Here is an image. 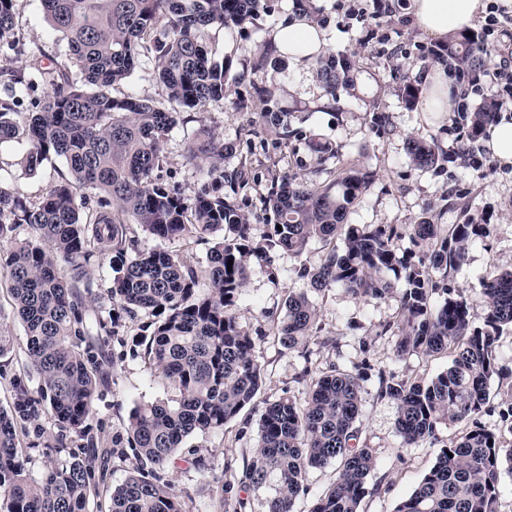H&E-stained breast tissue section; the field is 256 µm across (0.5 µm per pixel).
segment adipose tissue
<instances>
[{"label":"adipose tissue","instance_id":"1","mask_svg":"<svg viewBox=\"0 0 512 512\" xmlns=\"http://www.w3.org/2000/svg\"><path fill=\"white\" fill-rule=\"evenodd\" d=\"M484 8V0H410L409 11L422 33L444 42L449 34L471 28ZM274 45L279 54L305 68L323 52L325 32L305 15L295 14L277 26Z\"/></svg>","mask_w":512,"mask_h":512}]
</instances>
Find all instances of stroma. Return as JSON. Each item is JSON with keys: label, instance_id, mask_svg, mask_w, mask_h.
Returning a JSON list of instances; mask_svg holds the SVG:
<instances>
[{"label": "stroma", "instance_id": "stroma-1", "mask_svg": "<svg viewBox=\"0 0 512 512\" xmlns=\"http://www.w3.org/2000/svg\"><path fill=\"white\" fill-rule=\"evenodd\" d=\"M348 0H316L326 32L327 52L352 56L354 85L326 96L313 69H301L285 60H270L271 36L288 14L294 0H277L273 13L259 14L236 28H214L203 44L209 55L223 62L227 77L223 100L206 108L182 109L178 124L165 144L164 181L179 186L185 198H193L202 179L187 164L185 155L200 128H208L233 144L224 158L225 172H240L238 183L224 191L236 198L251 218L255 245H264L270 231V215L263 200L276 176L288 175L319 183L332 180L347 163L372 171L368 191L346 217L350 224H392L401 237L397 255L418 262L426 247L413 246V224L432 218L437 224L483 225L484 233L469 246L462 271L451 285L463 291L473 325H482L485 306L482 280L495 271L512 270V166L498 167L484 140L462 143L453 114L433 120L420 105L406 103L402 77L424 75L436 67L433 50L440 44L412 27L406 11L409 0H385L392 20L374 27L363 18L348 15ZM17 48L0 47V66H28L33 53L63 50L59 32L45 20L40 0H17ZM270 91L283 120L296 130L294 138L281 139L262 117L255 89ZM438 142L446 160L429 168L415 167L407 146L411 138ZM325 145L327 155L312 152L308 141ZM29 149L26 139L0 144V186L36 199L65 174L62 159L51 158L34 174H26L23 159ZM136 249H160L190 262L204 261L210 240L196 237L159 241L136 232ZM324 252L321 240H312L299 256L270 251L255 258L254 269L236 299L234 311L241 327L258 336L256 355L264 368L261 389L224 429L189 438L166 467L145 462L127 440L125 428L131 410L140 403L167 400L174 393L145 359L134 338L150 334L152 317L138 312L122 316L111 334H90L101 344L111 363L109 378L100 386L93 403L88 438L59 431L47 409L19 434V446L31 477H40L46 465L70 454H83L93 444L95 463L90 480L86 512H107L112 490L133 472L170 487L183 502L185 512H266L269 487L225 489L226 481L241 477L258 441L260 417L267 403L284 396L304 401L306 382L329 364L346 369L367 368L362 422L358 446L372 449L376 468L370 478L375 488L362 501V512H394L435 462L437 449L430 444L404 448L396 432L397 407L377 394L378 371L399 378L433 377L450 362L443 354H414L397 359L393 341L383 329L396 316L397 291L382 299L356 297L336 287L322 292L308 289L302 267L317 264ZM111 270L107 259L92 257L85 293L90 316L108 315L113 302L107 292ZM308 290L316 309L311 336L293 349L283 348L273 335L274 320L285 314V301L294 291ZM10 285L0 277V332L11 336L12 348L0 355V408L12 403V382L23 377L30 390H37V377L27 373L26 335L12 311Z\"/></svg>", "mask_w": 512, "mask_h": 512}]
</instances>
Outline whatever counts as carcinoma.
I'll return each mask as SVG.
<instances>
[{"label": "carcinoma", "mask_w": 512, "mask_h": 512, "mask_svg": "<svg viewBox=\"0 0 512 512\" xmlns=\"http://www.w3.org/2000/svg\"><path fill=\"white\" fill-rule=\"evenodd\" d=\"M16 0H0V41L19 42ZM45 18L62 33L67 50L31 73L0 68L10 89L33 92L38 80L51 86L33 102L28 123L15 119L16 100L0 99V143L27 138L25 168L36 171L53 155L66 162L69 177L36 201L0 186V274L8 278L14 313L26 333V356L37 376V393L19 378L12 406L0 411V498L7 512H85L95 456L72 455L30 478L16 445L17 428L46 405L54 425L81 437L101 384L105 354L77 339L88 332L87 304L79 283L89 275L94 253L109 257L108 292L121 311L154 316L145 346L149 362L179 398L137 405L126 425L127 441L161 468L186 440L221 430L256 398L263 367L256 341L244 331L233 307L261 248L253 246L250 217L224 195V155L233 147L202 130L189 147L187 163L204 171L193 202L166 183L160 172L164 142L180 107L202 109L224 99V65L208 55L202 38L211 28L241 26L271 0H41ZM448 57L481 69L488 50L475 37L450 36ZM153 64L164 98L156 103L120 93L142 60ZM355 62L347 55L319 56L316 76L331 97L353 85ZM265 118L288 139L297 131L283 123L271 93L260 88ZM497 108L489 99L470 112L463 137L475 141ZM409 155L419 168L443 158L435 141L413 138ZM372 172L349 164L325 185L283 176L265 199L275 224L265 249L301 255L320 238L327 252L304 269L315 291L340 287L355 296L384 298L393 292L388 273L405 281L400 311L384 327L398 359L413 353H444L448 369L429 380H398L378 373L379 396L397 406L396 430L405 447L438 442L436 460L395 512H501L500 483L512 475V401L499 410V428L480 421L491 383L512 378L499 364L497 341L512 326V270L493 273L481 288L486 316L473 326L467 298L446 284L463 265L479 224L444 226L424 219L412 226V241L428 244V263H400L392 225H345L349 210L368 190ZM96 195L90 204L86 192ZM17 224L35 238L16 241ZM157 240L223 232L206 257L192 266L166 251L128 255L130 225ZM341 245H336V236ZM233 265H228V261ZM232 271H227V267ZM276 323L277 342L293 349L308 341L315 309L304 291L293 292ZM365 377L330 365L311 378L300 403L281 397L266 405L258 443L238 481L241 487L273 486L267 512H293L313 469L336 466V478L311 512H361L368 480L376 468L371 449L356 444ZM458 432L440 441L442 429ZM109 512H184L180 499L142 475L131 474L112 490Z\"/></svg>", "instance_id": "carcinoma-1"}]
</instances>
